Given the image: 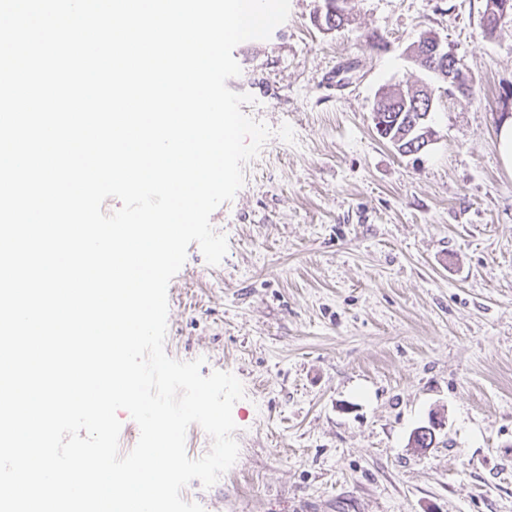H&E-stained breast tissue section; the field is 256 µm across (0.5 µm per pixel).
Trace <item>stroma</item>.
<instances>
[{
    "instance_id": "stroma-1",
    "label": "stroma",
    "mask_w": 512,
    "mask_h": 512,
    "mask_svg": "<svg viewBox=\"0 0 512 512\" xmlns=\"http://www.w3.org/2000/svg\"><path fill=\"white\" fill-rule=\"evenodd\" d=\"M290 0L269 39L236 46L227 87L271 135L169 283L164 349L233 373L236 463L204 512H512V23L485 0ZM447 40L472 96L436 90L437 140L401 156L377 133L385 85L431 83L405 55ZM431 447L411 437L430 418ZM347 0L345 1H341V0H322V7L326 8L327 9V13H328V7L331 6L334 2H336V10L335 9H330V20L328 21V19H326L325 15L322 14V12L320 11L316 17L314 18V22L316 23V25L324 30V31H328V32H332V31H335V30H339L341 28L338 27V18H341L343 20L346 19V16H347V11L346 9L344 8L345 5L348 3L346 2ZM334 14H336V21H335V16ZM336 22V28H331L330 26Z\"/></svg>"
}]
</instances>
